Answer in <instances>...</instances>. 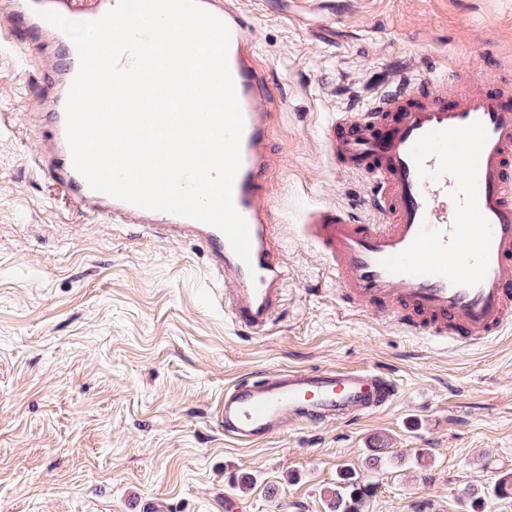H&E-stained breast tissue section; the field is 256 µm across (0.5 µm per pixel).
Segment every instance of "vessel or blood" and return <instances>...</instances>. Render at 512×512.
Returning a JSON list of instances; mask_svg holds the SVG:
<instances>
[{"label": "vessel or blood", "instance_id": "1", "mask_svg": "<svg viewBox=\"0 0 512 512\" xmlns=\"http://www.w3.org/2000/svg\"><path fill=\"white\" fill-rule=\"evenodd\" d=\"M198 3L230 31L228 67L244 122L232 198L249 227L246 262L216 227L94 191L74 167L65 106L79 57L71 39L41 14L92 21L116 0H14L0 21V42L33 58L54 49L64 55L38 86L35 104L47 124L30 158L36 175L91 217L204 244L235 322L259 333L269 326L286 279L266 198L272 155L264 103L272 92L249 38L254 13L240 0ZM456 78L464 89L454 96L436 78H407L361 111L337 113L326 151L367 183L369 215L321 205L305 214L301 234L335 273L349 307L381 310L407 331L474 346L512 327V87L496 90L461 71ZM398 395L384 368L278 369L226 387L216 416L225 436L250 446L292 423L377 413Z\"/></svg>", "mask_w": 512, "mask_h": 512}]
</instances>
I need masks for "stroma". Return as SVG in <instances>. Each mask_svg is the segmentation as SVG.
<instances>
[{
    "mask_svg": "<svg viewBox=\"0 0 512 512\" xmlns=\"http://www.w3.org/2000/svg\"><path fill=\"white\" fill-rule=\"evenodd\" d=\"M271 79L272 237L287 270L264 334L237 327L204 246L91 220L28 165L29 103L50 59L0 51V512H328L343 468L364 512H512V328L481 347L443 344L348 308L301 237L316 206L361 210L324 135L401 69L512 77V0H244ZM385 367L390 408L297 423L250 447L216 418L224 388L280 368ZM387 461L366 463L373 436ZM428 450L425 467L414 458ZM480 490L470 499L468 489Z\"/></svg>",
    "mask_w": 512,
    "mask_h": 512,
    "instance_id": "obj_1",
    "label": "stroma"
}]
</instances>
